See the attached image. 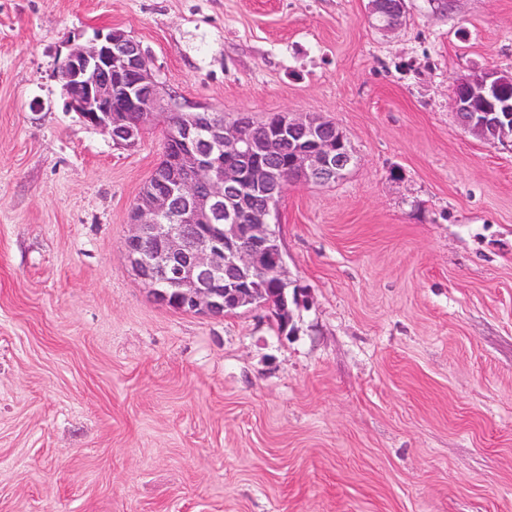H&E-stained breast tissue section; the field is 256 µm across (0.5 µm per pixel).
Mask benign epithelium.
<instances>
[{
  "label": "benign epithelium",
  "mask_w": 512,
  "mask_h": 512,
  "mask_svg": "<svg viewBox=\"0 0 512 512\" xmlns=\"http://www.w3.org/2000/svg\"><path fill=\"white\" fill-rule=\"evenodd\" d=\"M370 11L390 29L401 22L405 0H370ZM57 77L66 109L118 145L135 144L157 113L169 111L142 46L117 28L72 48ZM510 86L512 74L497 69L457 77L450 108L459 125L511 136ZM170 144L131 212L125 247L135 273L174 310L222 317L231 307L263 306L286 330L289 305L302 302L304 289L285 288L278 203L289 182L342 179L353 163L346 136L330 121L291 112L272 123L242 117L228 124L224 113L205 109L183 117ZM282 149L286 168L276 161ZM271 275L282 287H254Z\"/></svg>",
  "instance_id": "1"
}]
</instances>
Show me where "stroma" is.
Returning a JSON list of instances; mask_svg holds the SVG:
<instances>
[{
  "label": "stroma",
  "instance_id": "obj_1",
  "mask_svg": "<svg viewBox=\"0 0 512 512\" xmlns=\"http://www.w3.org/2000/svg\"><path fill=\"white\" fill-rule=\"evenodd\" d=\"M138 41L181 111L334 123L354 163L288 184L308 290L213 318L124 243L163 127L66 111L75 45ZM512 72V0H0V512H512V139L450 108ZM406 0H370V11L382 22V27L397 26L405 12Z\"/></svg>",
  "mask_w": 512,
  "mask_h": 512
}]
</instances>
